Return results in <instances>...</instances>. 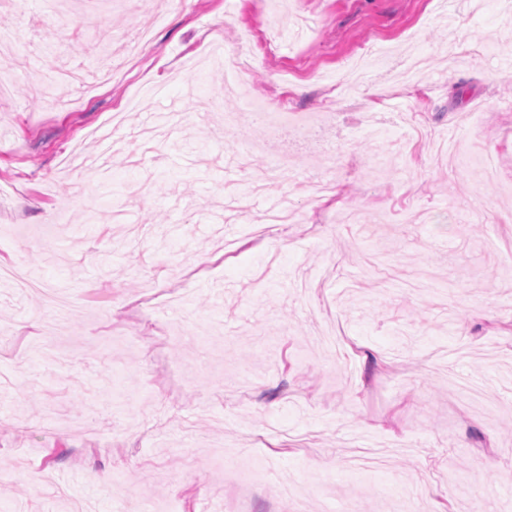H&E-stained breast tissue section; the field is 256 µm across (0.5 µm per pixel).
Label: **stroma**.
<instances>
[{
    "instance_id": "obj_1",
    "label": "stroma",
    "mask_w": 512,
    "mask_h": 512,
    "mask_svg": "<svg viewBox=\"0 0 512 512\" xmlns=\"http://www.w3.org/2000/svg\"><path fill=\"white\" fill-rule=\"evenodd\" d=\"M238 29L242 74L203 49ZM1 34L0 267L71 307L46 344L0 278V512H512V0H0ZM253 100L312 121L277 179ZM164 111L106 196L63 168Z\"/></svg>"
}]
</instances>
